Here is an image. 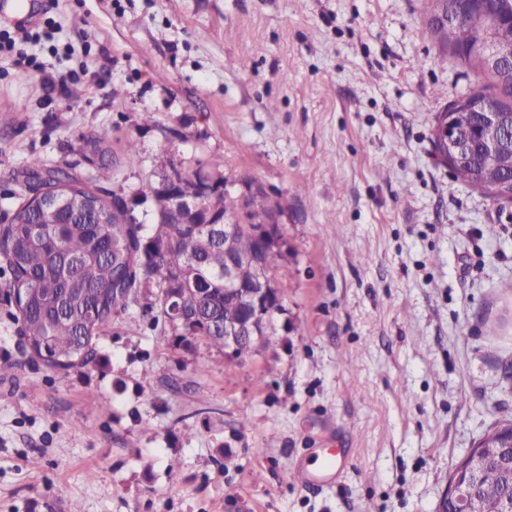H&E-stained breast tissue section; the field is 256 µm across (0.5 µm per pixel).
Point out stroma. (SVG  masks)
Listing matches in <instances>:
<instances>
[{
  "mask_svg": "<svg viewBox=\"0 0 512 512\" xmlns=\"http://www.w3.org/2000/svg\"><path fill=\"white\" fill-rule=\"evenodd\" d=\"M427 0H0L46 65L0 55V213L32 158L112 164L137 197L212 158L261 184L288 247L282 309L230 359L114 316L59 373L0 298V512H435L459 459L512 419V200L458 181L433 120L483 85ZM107 131L102 154L85 140ZM139 161L129 164L128 144ZM331 451L335 478L292 472ZM178 468H170L171 460Z\"/></svg>",
  "mask_w": 512,
  "mask_h": 512,
  "instance_id": "1",
  "label": "stroma"
}]
</instances>
